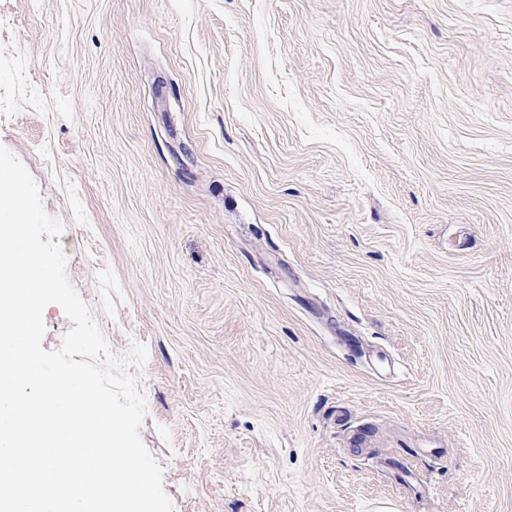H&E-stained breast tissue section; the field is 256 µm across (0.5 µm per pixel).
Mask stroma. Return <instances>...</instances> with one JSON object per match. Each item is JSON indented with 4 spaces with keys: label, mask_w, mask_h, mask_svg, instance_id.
Instances as JSON below:
<instances>
[{
    "label": "stroma",
    "mask_w": 512,
    "mask_h": 512,
    "mask_svg": "<svg viewBox=\"0 0 512 512\" xmlns=\"http://www.w3.org/2000/svg\"><path fill=\"white\" fill-rule=\"evenodd\" d=\"M0 145L173 512H512V0H0Z\"/></svg>",
    "instance_id": "obj_1"
}]
</instances>
